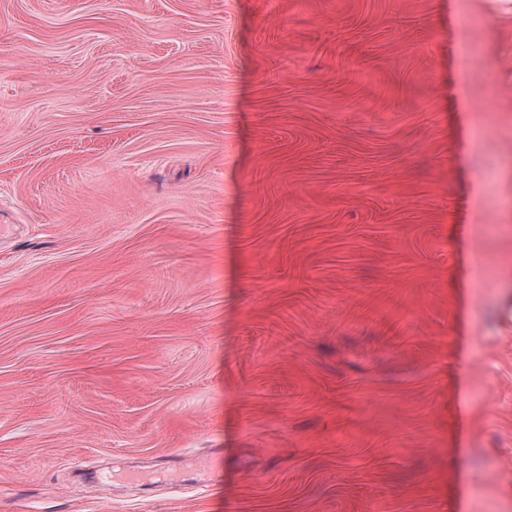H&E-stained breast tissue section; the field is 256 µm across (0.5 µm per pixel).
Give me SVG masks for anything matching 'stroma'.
<instances>
[{"instance_id":"1","label":"stroma","mask_w":512,"mask_h":512,"mask_svg":"<svg viewBox=\"0 0 512 512\" xmlns=\"http://www.w3.org/2000/svg\"><path fill=\"white\" fill-rule=\"evenodd\" d=\"M0 512H512V0H0Z\"/></svg>"}]
</instances>
